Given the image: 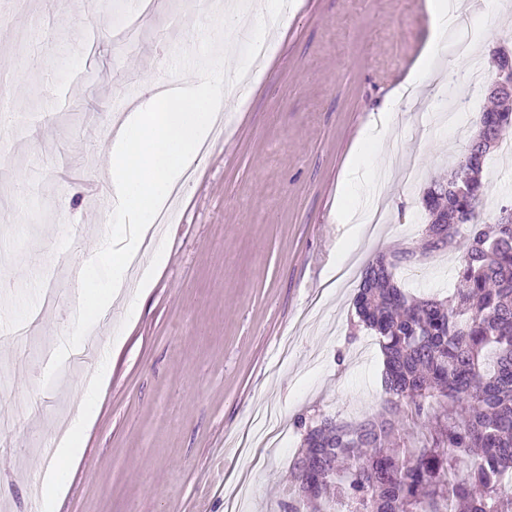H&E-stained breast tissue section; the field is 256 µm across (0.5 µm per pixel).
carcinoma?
<instances>
[{
	"label": "carcinoma",
	"mask_w": 512,
	"mask_h": 512,
	"mask_svg": "<svg viewBox=\"0 0 512 512\" xmlns=\"http://www.w3.org/2000/svg\"><path fill=\"white\" fill-rule=\"evenodd\" d=\"M445 180L423 195V253L460 247L459 288L444 299L400 288L403 251L379 256L354 299L378 336L385 411L305 429L280 512H512V223L503 205L477 222L482 173L512 128V98L482 112ZM420 428L398 447L407 422Z\"/></svg>",
	"instance_id": "1"
}]
</instances>
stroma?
Wrapping results in <instances>:
<instances>
[{"label":"stroma","instance_id":"1","mask_svg":"<svg viewBox=\"0 0 512 512\" xmlns=\"http://www.w3.org/2000/svg\"><path fill=\"white\" fill-rule=\"evenodd\" d=\"M247 97L222 112L178 196L176 221L139 249L140 272L106 313L43 306L47 277L74 292L80 273L108 284L112 268L81 269L102 237L131 233L108 192L105 131L124 93L145 78L177 80L205 64L251 68L245 51L216 58V0H120L141 15L129 52L113 32L111 0H0V106L19 108L36 137L0 116V329L32 322L28 356L0 346L13 391L0 394V512H275L301 446L299 416L348 421L384 404L374 334L353 322L369 261L421 238V196L464 154L489 101L497 47L512 51V0L500 32L478 50L481 78L432 62L439 80L389 117L384 225L339 222L342 175L367 123L406 79L430 36L425 0H293ZM486 168L479 219L512 202V153ZM462 252H435L399 271L414 295L452 294ZM86 347L101 377L75 439L78 456H46L54 425L78 413L84 373L55 369L44 339ZM67 471L51 492L47 473Z\"/></svg>","mask_w":512,"mask_h":512}]
</instances>
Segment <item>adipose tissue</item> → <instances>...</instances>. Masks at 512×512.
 I'll return each instance as SVG.
<instances>
[{
	"label": "adipose tissue",
	"instance_id": "adipose-tissue-1",
	"mask_svg": "<svg viewBox=\"0 0 512 512\" xmlns=\"http://www.w3.org/2000/svg\"><path fill=\"white\" fill-rule=\"evenodd\" d=\"M459 8L458 0H427L431 37L406 84L396 88L387 100V110L413 101L419 89L432 81L430 62L448 38L463 32L474 46L488 38V31L464 24ZM241 97L238 74L225 73L219 81L207 68L197 69L172 92H159L154 82L146 83L141 101L124 115L105 149L111 173L109 192L118 208L137 217L141 234H149L152 216L164 207L184 173L197 160L218 113ZM388 136L384 126L364 129L344 174L343 181L349 188L368 186L365 205L369 208L375 207L379 191L373 186L377 169L368 163L367 154L385 143Z\"/></svg>",
	"mask_w": 512,
	"mask_h": 512
}]
</instances>
